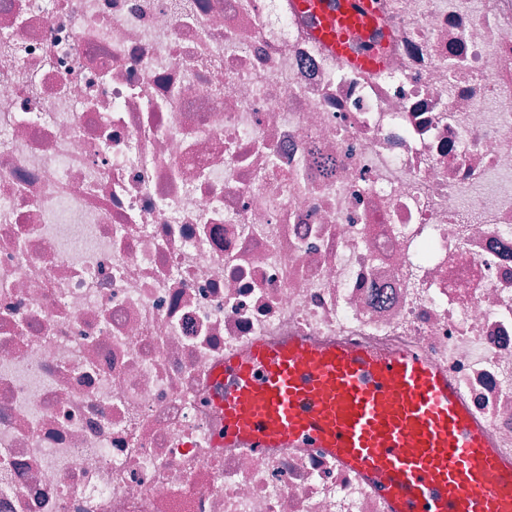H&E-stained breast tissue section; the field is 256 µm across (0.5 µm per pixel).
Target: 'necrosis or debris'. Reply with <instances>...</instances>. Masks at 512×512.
Returning <instances> with one entry per match:
<instances>
[{
  "mask_svg": "<svg viewBox=\"0 0 512 512\" xmlns=\"http://www.w3.org/2000/svg\"><path fill=\"white\" fill-rule=\"evenodd\" d=\"M0 0V512H386L215 442L227 353L442 365L512 455V0ZM296 6L316 20L315 36L341 64L363 70L379 67L375 49H351V37L369 29L375 19L374 0H297Z\"/></svg>",
  "mask_w": 512,
  "mask_h": 512,
  "instance_id": "obj_1",
  "label": "necrosis or debris"
}]
</instances>
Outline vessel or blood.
Returning a JSON list of instances; mask_svg holds the SVG:
<instances>
[{
    "label": "vessel or blood",
    "mask_w": 512,
    "mask_h": 512,
    "mask_svg": "<svg viewBox=\"0 0 512 512\" xmlns=\"http://www.w3.org/2000/svg\"><path fill=\"white\" fill-rule=\"evenodd\" d=\"M341 64L378 68L353 35L374 0H296ZM217 379L224 442L321 448L384 495L389 512H512V458L490 441L447 371L404 351L256 339Z\"/></svg>",
    "instance_id": "obj_1"
}]
</instances>
